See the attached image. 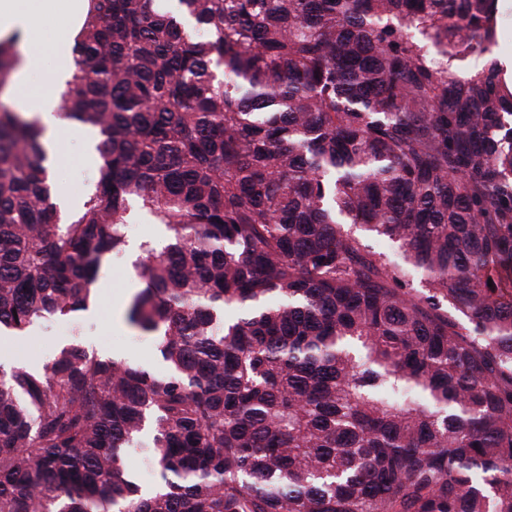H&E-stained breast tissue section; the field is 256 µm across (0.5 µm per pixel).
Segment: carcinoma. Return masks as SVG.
I'll list each match as a JSON object with an SVG mask.
<instances>
[{
  "label": "carcinoma",
  "mask_w": 512,
  "mask_h": 512,
  "mask_svg": "<svg viewBox=\"0 0 512 512\" xmlns=\"http://www.w3.org/2000/svg\"><path fill=\"white\" fill-rule=\"evenodd\" d=\"M497 13L87 0L63 116L98 178L69 216L44 127L0 110V337L96 304L137 212L167 237L125 320L165 372L79 344L0 362V512H512ZM19 43L0 36V93ZM141 453L143 452L141 451ZM141 453L139 450L134 448L128 450L123 458V466L126 470L131 471L136 475L137 481L142 486H147L154 482L156 472L154 467H152V471L150 472Z\"/></svg>",
  "instance_id": "obj_1"
}]
</instances>
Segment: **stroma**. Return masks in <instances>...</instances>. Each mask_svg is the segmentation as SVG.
Segmentation results:
<instances>
[{"mask_svg":"<svg viewBox=\"0 0 512 512\" xmlns=\"http://www.w3.org/2000/svg\"><path fill=\"white\" fill-rule=\"evenodd\" d=\"M55 147L61 157L55 178L64 184L73 203H81L94 187L97 166L92 157L85 154L81 140L74 138L68 129H59ZM137 286L130 252L110 259L101 268L96 282L97 305L74 320L79 330L77 337L65 335L57 320H44L33 327L25 340L12 342V357L39 367L47 363L59 347L75 341L106 357L161 371L163 365L151 337L128 327L114 303L116 297L130 295Z\"/></svg>","mask_w":512,"mask_h":512,"instance_id":"1","label":"stroma"}]
</instances>
